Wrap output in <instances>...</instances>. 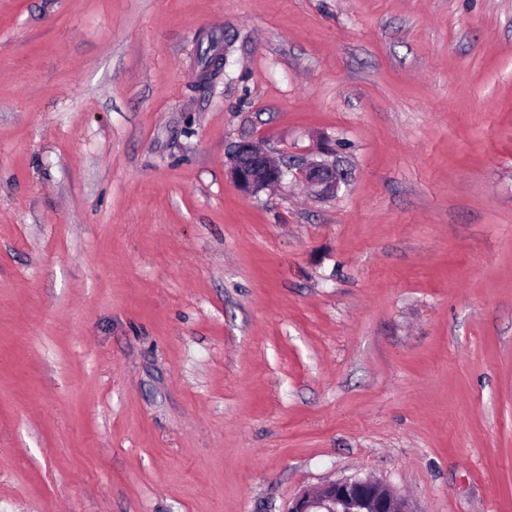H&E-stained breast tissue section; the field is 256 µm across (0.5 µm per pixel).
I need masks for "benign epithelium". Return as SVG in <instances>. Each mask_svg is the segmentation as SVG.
<instances>
[{"mask_svg":"<svg viewBox=\"0 0 512 512\" xmlns=\"http://www.w3.org/2000/svg\"><path fill=\"white\" fill-rule=\"evenodd\" d=\"M224 74V54L213 56L201 73L209 83ZM230 174L246 198L281 183L284 172L270 155L253 141H241L231 152ZM294 177L306 184L319 198L336 195L345 173L333 160L302 159L292 165ZM288 512H410L407 501L387 484L368 477L346 478L305 490L296 497Z\"/></svg>","mask_w":512,"mask_h":512,"instance_id":"obj_1","label":"benign epithelium"}]
</instances>
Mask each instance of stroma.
<instances>
[{
	"label": "stroma",
	"mask_w": 512,
	"mask_h": 512,
	"mask_svg": "<svg viewBox=\"0 0 512 512\" xmlns=\"http://www.w3.org/2000/svg\"><path fill=\"white\" fill-rule=\"evenodd\" d=\"M355 476L512 512V0H0V512ZM230 174L246 198L279 185L284 172L270 155L253 141H241L231 152ZM291 167L295 170V179L305 183L318 198L336 195L345 182L344 170L336 160L302 159Z\"/></svg>",
	"instance_id": "35a3bbf8"
}]
</instances>
